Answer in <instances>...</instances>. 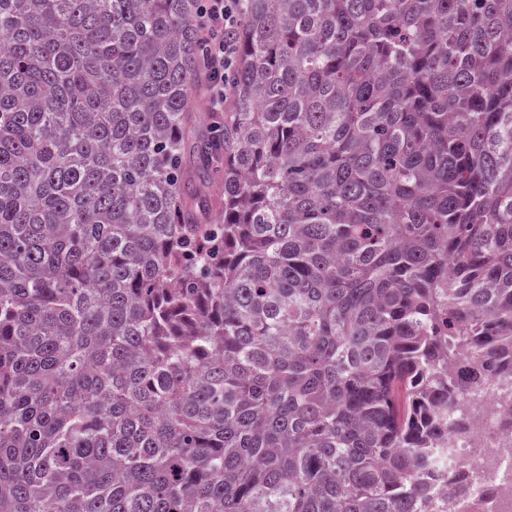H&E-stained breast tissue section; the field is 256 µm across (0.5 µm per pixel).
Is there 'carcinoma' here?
I'll use <instances>...</instances> for the list:
<instances>
[{
	"instance_id": "1",
	"label": "carcinoma",
	"mask_w": 512,
	"mask_h": 512,
	"mask_svg": "<svg viewBox=\"0 0 512 512\" xmlns=\"http://www.w3.org/2000/svg\"><path fill=\"white\" fill-rule=\"evenodd\" d=\"M193 14L0 0V512H485L512 0H246L203 131ZM461 415L471 419L467 434L451 438L453 462L448 465V484L453 482L459 466L469 465L473 472L472 488L478 497L488 483L495 488V494L487 499V512H508L510 499L504 493L511 491L512 501V435L503 430L507 417L502 413L501 404L494 386H489L457 408ZM452 408L451 416L458 411Z\"/></svg>"
}]
</instances>
